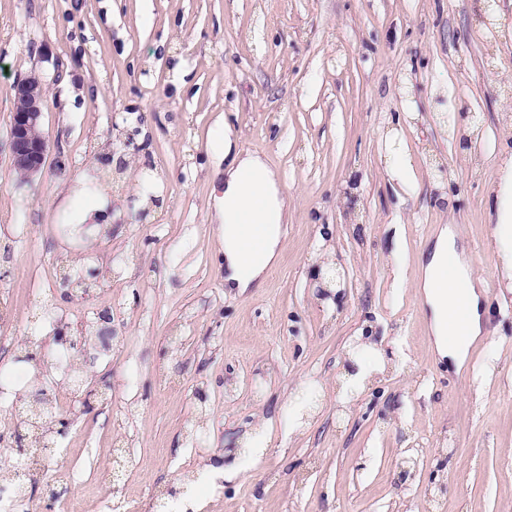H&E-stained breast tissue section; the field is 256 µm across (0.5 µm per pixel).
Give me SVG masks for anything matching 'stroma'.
<instances>
[{
	"mask_svg": "<svg viewBox=\"0 0 512 512\" xmlns=\"http://www.w3.org/2000/svg\"><path fill=\"white\" fill-rule=\"evenodd\" d=\"M45 83L40 171L9 132L17 76ZM426 103L408 114V98ZM400 117L386 138L387 120ZM230 125L293 196L265 284L224 290L211 233L224 193L215 130ZM412 199L384 171L390 143ZM512 152V0H0V420L25 423L29 353L62 320L91 338L52 437L69 482L27 479L35 512H512V295L489 249L486 194ZM127 159L105 174L101 158ZM110 229L77 226L90 197ZM495 306L463 366L438 361L414 282L440 226ZM344 279L315 288L318 236ZM97 277H90V270ZM89 277L85 297L64 279ZM383 343L382 379L336 404L352 337ZM312 395L288 435V402ZM264 420L260 457L239 440ZM405 448L424 454L403 473ZM222 460L220 473L207 463ZM386 161L387 172L389 176L409 187L410 193L416 191V178L413 171L411 162L408 160L405 154L398 152L397 154L390 155Z\"/></svg>",
	"mask_w": 512,
	"mask_h": 512,
	"instance_id": "stroma-1",
	"label": "stroma"
}]
</instances>
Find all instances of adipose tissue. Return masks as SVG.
<instances>
[{"label": "adipose tissue", "mask_w": 512, "mask_h": 512, "mask_svg": "<svg viewBox=\"0 0 512 512\" xmlns=\"http://www.w3.org/2000/svg\"><path fill=\"white\" fill-rule=\"evenodd\" d=\"M214 149L224 159L222 222L218 228L224 248V283L244 292L260 286L266 271L282 251L293 201L281 191L278 174L262 156L245 149L231 127H224L215 135ZM258 199L263 201V208H255ZM486 205L495 224L490 248L498 261L499 286L512 293V155L499 160ZM250 224L263 225L264 245L261 257L246 268L241 264V234ZM457 236V231L450 228L439 229L415 284L435 338L437 354L440 359L453 362L460 361L465 347L461 344L452 347L447 342V310L452 298L464 300L469 308L468 335L480 334L483 318L482 294L476 289L478 275L473 267L467 265L461 269L458 283L448 293H441L436 287L444 258L457 250ZM350 363L354 371L347 375L336 396L342 406L352 403L385 371L382 352L371 338L354 346Z\"/></svg>", "instance_id": "adipose-tissue-1"}]
</instances>
